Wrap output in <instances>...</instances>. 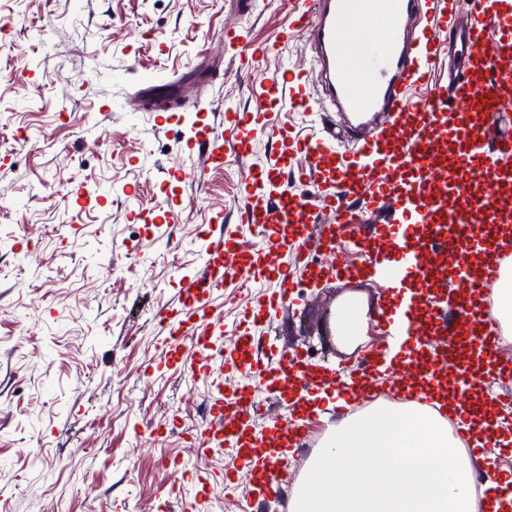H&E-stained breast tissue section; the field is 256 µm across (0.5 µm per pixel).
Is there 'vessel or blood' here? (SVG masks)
<instances>
[{"label": "vessel or blood", "instance_id": "b4317fda", "mask_svg": "<svg viewBox=\"0 0 512 512\" xmlns=\"http://www.w3.org/2000/svg\"><path fill=\"white\" fill-rule=\"evenodd\" d=\"M456 3L302 0L296 12L291 34L308 41L310 63L282 74L291 108L348 114L356 136L344 144L327 130L303 144L298 177L311 186L307 195L273 194L279 163L255 165L241 221L257 229L260 246L240 251L231 225H209L204 267L182 281L179 307L163 317L170 335L191 340L188 350L173 351V362L197 378L215 365L241 377L228 389L216 385L209 421L192 436L198 454L230 452L225 489L279 497L295 477L290 460L305 442L303 422L380 400L438 408L471 454L506 444L498 413L512 411V402L497 401L488 383L512 373V361L495 342L500 329L489 295L512 260V133L500 126L512 112V0H471L462 24ZM443 47L448 79L434 84ZM422 86L426 98L414 99ZM144 98L174 102L180 112L200 109L170 85ZM254 114L225 113L219 128L199 120L191 150L206 164L223 163L232 134L248 150L259 131ZM319 207L332 212L333 223L316 225ZM367 210L385 219L358 243L364 262L351 266L340 258L342 230L361 223ZM319 251L336 263L312 262ZM246 270L270 287L243 310L247 330L228 347L211 295ZM330 275L417 284L398 352L376 348L361 367L346 370L298 351L261 359L253 328ZM337 392L343 401L331 404ZM268 398L286 413L257 425ZM210 497V481L199 479L181 494L182 512H198Z\"/></svg>", "mask_w": 512, "mask_h": 512}]
</instances>
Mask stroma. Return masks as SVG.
Returning a JSON list of instances; mask_svg holds the SVG:
<instances>
[{"instance_id":"35a3bbf8","label":"stroma","mask_w":512,"mask_h":512,"mask_svg":"<svg viewBox=\"0 0 512 512\" xmlns=\"http://www.w3.org/2000/svg\"><path fill=\"white\" fill-rule=\"evenodd\" d=\"M292 2L0 0V512H179L188 474L232 466L189 438L213 381L233 380L171 364L159 317L202 266L208 224L252 246L241 187L281 143L260 136L208 167L186 146L196 113L163 124L132 99L179 79L214 122L253 112L284 69L307 67V43L244 72L224 30L274 45ZM169 208L177 223L157 222ZM258 293L251 279L214 290L225 345ZM347 296L367 319L342 343L324 318ZM389 300L376 282L328 278L255 334L346 366L382 341L371 314Z\"/></svg>"}]
</instances>
